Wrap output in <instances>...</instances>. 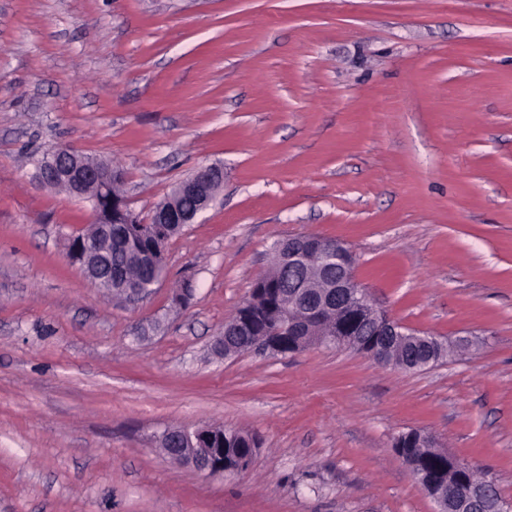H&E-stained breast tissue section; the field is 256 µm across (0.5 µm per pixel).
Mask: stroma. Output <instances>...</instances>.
I'll list each match as a JSON object with an SVG mask.
<instances>
[{
	"label": "stroma",
	"mask_w": 512,
	"mask_h": 512,
	"mask_svg": "<svg viewBox=\"0 0 512 512\" xmlns=\"http://www.w3.org/2000/svg\"><path fill=\"white\" fill-rule=\"evenodd\" d=\"M59 146L121 167L143 218L223 168L139 302L69 261L93 212L37 178ZM300 234L457 351L217 353ZM204 425L258 434L252 465L160 450ZM410 430L512 501V0H0V512H437Z\"/></svg>",
	"instance_id": "obj_1"
}]
</instances>
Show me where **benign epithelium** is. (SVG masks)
I'll use <instances>...</instances> for the list:
<instances>
[{
  "instance_id": "obj_1",
  "label": "benign epithelium",
  "mask_w": 512,
  "mask_h": 512,
  "mask_svg": "<svg viewBox=\"0 0 512 512\" xmlns=\"http://www.w3.org/2000/svg\"><path fill=\"white\" fill-rule=\"evenodd\" d=\"M122 173L106 163L85 157L68 148H57L39 169V180L49 188H64L74 198L94 192L112 207V214L129 211L125 196L112 192ZM224 171L214 165L179 184L153 209L140 226L127 227L131 238L145 240L141 228L152 226L153 240L166 239L183 224L196 223L199 215L214 201L223 184ZM70 251L85 277L94 285L112 278L104 271L96 254L89 251L86 238L73 237ZM282 266L292 274L288 284L280 281L258 290L257 300L275 321L266 331L247 318L232 320L233 331L249 344L236 350L276 353L283 342L296 352L311 343H330L357 350L380 365L421 370L439 362L436 340L409 329L381 309L369 304L367 289L356 275V258L340 241L329 244L318 235L290 236L277 244ZM395 444L399 448H431L428 434L412 433ZM164 454L174 463L188 466L204 475L246 470L250 456L241 458L238 468L225 467L224 430L221 426H201L193 430L175 427L165 430L159 441ZM417 482L438 505V512H483V486L473 483L468 470L456 458L447 456L448 465L436 469L419 467L415 457L402 455Z\"/></svg>"
}]
</instances>
